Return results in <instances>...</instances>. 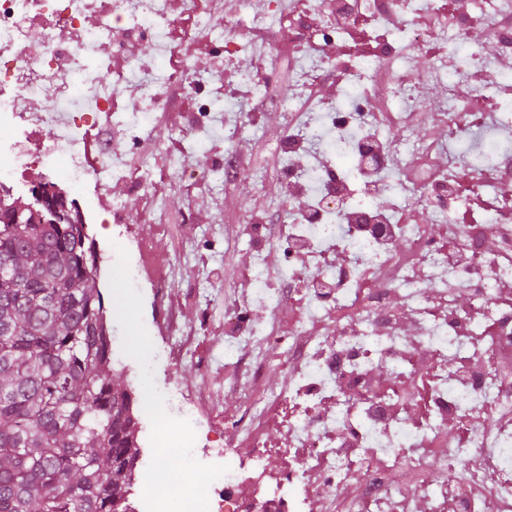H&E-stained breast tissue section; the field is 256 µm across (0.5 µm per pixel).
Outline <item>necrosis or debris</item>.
Returning a JSON list of instances; mask_svg holds the SVG:
<instances>
[{
    "label": "necrosis or debris",
    "instance_id": "4bbe7bcc",
    "mask_svg": "<svg viewBox=\"0 0 512 512\" xmlns=\"http://www.w3.org/2000/svg\"><path fill=\"white\" fill-rule=\"evenodd\" d=\"M507 0H476L477 20L498 22V49L468 61L449 56L465 25L455 13L435 9L431 26L414 25L426 0H297L298 13L319 20L318 37L297 40L276 8L248 20L209 25L228 56L244 51L250 31L297 40L294 85L320 83L330 61L326 44L343 41L353 24L368 19L375 41L366 55L351 56L346 70L356 80L353 97L336 103L310 100L300 115L285 112L280 160L288 171V203L277 228L252 219L249 280L269 306L296 310L286 331H267L260 318L228 307L224 337L245 358L251 378L240 392L226 428L242 433V450L230 471L188 498L187 512H512V424L489 428L485 414L512 404V306L500 299L512 280V244L486 249L503 218H512V194L499 190L502 166L467 167L460 141L512 128L500 113L468 116L458 104L477 94L464 69L491 77L512 56V7ZM170 0H0V199L29 193L27 176H42L52 192L78 210L83 223L121 225L117 208L102 206L109 181L144 190L150 159L128 167L105 143L92 144L100 117L138 138L143 118L116 112L115 84L135 81L149 107L164 105L161 92L175 74L132 65L111 69L97 49L115 28L148 35L156 57L169 52ZM40 40H32V29ZM78 41H68V34ZM440 45L431 69L441 105L425 113L418 87L403 71L411 49ZM52 100H45L46 87ZM379 92L388 109L371 105ZM442 127L443 138L419 136L421 118ZM401 137H393L392 127ZM327 132L350 163L337 168L306 161L316 135ZM470 170L489 205L477 224L454 216L465 206L455 192ZM421 212L420 220L407 211ZM112 272L138 287H165L168 274L155 260L151 228L125 231ZM288 247L287 264L273 270L265 257L270 239ZM285 347L280 362L292 383L269 388V370L255 352ZM429 356L432 384L424 415H413L409 398L423 376L418 356ZM277 424L281 440L265 438ZM462 438L450 443L448 426ZM496 478L487 481L486 467ZM423 475L421 496L404 495L388 476ZM357 489L340 498L337 488Z\"/></svg>",
    "mask_w": 512,
    "mask_h": 512
}]
</instances>
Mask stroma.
Segmentation results:
<instances>
[{"instance_id": "stroma-1", "label": "stroma", "mask_w": 512, "mask_h": 512, "mask_svg": "<svg viewBox=\"0 0 512 512\" xmlns=\"http://www.w3.org/2000/svg\"><path fill=\"white\" fill-rule=\"evenodd\" d=\"M192 40L203 49L198 63L213 73V84L186 94L169 92L168 104L154 124L143 128L138 141L106 121L99 132L129 161L144 154L152 157L154 176L161 181L160 188L141 194L112 183L105 202L119 204L128 223L156 225L159 259L170 257L180 239L193 241L196 249L171 267L164 306L154 304L148 287L125 288L108 267L99 276L98 286L107 319L127 336L130 354L170 349L171 360L157 367L152 383L182 393L187 400H199L194 435L202 441L218 437L223 426L217 416L236 407L245 381L238 352L224 346L225 304L243 296L239 283L251 259L242 217L259 214L274 220L280 214L278 145L283 120L274 107L262 109L254 120L236 115V136L230 140L223 121L201 123L198 112L201 105L225 92L241 89L240 72L256 70L271 55L277 63L267 82L275 93L290 96L292 57L287 44L273 48L257 35L246 53L234 58L227 57L223 42L211 39L206 30H195ZM232 156L247 161L251 173L225 174L220 162ZM133 398L139 438L178 430V419L157 413L149 393L137 390ZM178 466L189 472L190 479L175 481L169 493L173 500L185 484L206 485L214 468L207 459L178 461L163 457L159 447L147 446L141 450L137 469L154 473Z\"/></svg>"}]
</instances>
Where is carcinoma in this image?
<instances>
[{
  "label": "carcinoma",
  "mask_w": 512,
  "mask_h": 512,
  "mask_svg": "<svg viewBox=\"0 0 512 512\" xmlns=\"http://www.w3.org/2000/svg\"><path fill=\"white\" fill-rule=\"evenodd\" d=\"M95 273L84 225L0 206V512H132L138 422Z\"/></svg>",
  "instance_id": "obj_1"
}]
</instances>
